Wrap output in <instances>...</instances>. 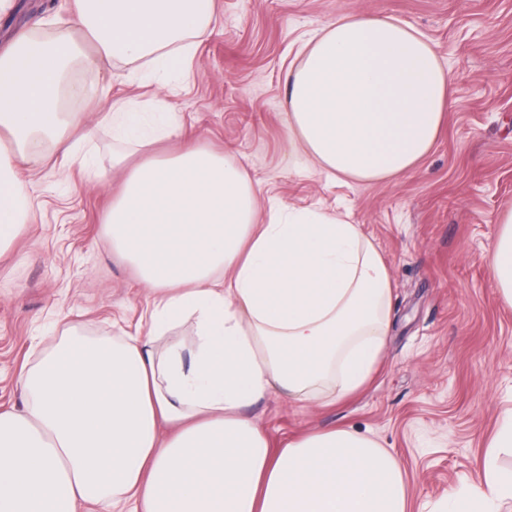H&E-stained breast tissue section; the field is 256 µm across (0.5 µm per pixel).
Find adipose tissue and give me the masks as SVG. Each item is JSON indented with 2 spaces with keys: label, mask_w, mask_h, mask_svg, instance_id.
Returning a JSON list of instances; mask_svg holds the SVG:
<instances>
[{
  "label": "adipose tissue",
  "mask_w": 512,
  "mask_h": 512,
  "mask_svg": "<svg viewBox=\"0 0 512 512\" xmlns=\"http://www.w3.org/2000/svg\"><path fill=\"white\" fill-rule=\"evenodd\" d=\"M76 31L18 32L0 49V256L33 218L15 161L72 154L70 111L98 109L76 76L97 61L185 74L215 0H67ZM459 75L431 42L386 16L324 26L288 74V124L332 177L412 170L432 149ZM123 143L175 134L170 113L120 106ZM234 160L201 147L128 170L105 238L152 295L147 330L107 337L72 325L20 375L22 407L0 406V512H407L401 461L366 434L313 430L272 447L246 409L278 388L319 403L376 370L392 286L360 225L271 208ZM491 280L512 307V207L500 212ZM223 279H214L215 271ZM192 321L184 343L173 334ZM512 499V474L486 466L468 512Z\"/></svg>",
  "instance_id": "obj_1"
}]
</instances>
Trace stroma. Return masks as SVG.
I'll use <instances>...</instances> for the list:
<instances>
[{"label":"stroma","mask_w":512,"mask_h":512,"mask_svg":"<svg viewBox=\"0 0 512 512\" xmlns=\"http://www.w3.org/2000/svg\"><path fill=\"white\" fill-rule=\"evenodd\" d=\"M0 46L35 22L64 17V0H15ZM367 13L422 32L460 76L431 151L409 173L333 181L291 147L286 78L304 44L336 18ZM125 63L82 73L94 126L74 155L20 163L34 219L0 257V404L20 403V374L37 342L77 323L106 336L142 327L150 293L103 239L129 164L199 146L258 181V221L271 205L345 214L385 259L390 334L378 371L355 394L308 405L280 390L247 409L272 445L337 426L369 433L403 463L410 512H437L480 486L486 464L512 471V448L485 447L512 408V308L490 285L495 219L512 204V0H216L188 74L143 84ZM174 113L179 132L153 145L112 138L110 111Z\"/></svg>","instance_id":"35a3bbf8"}]
</instances>
